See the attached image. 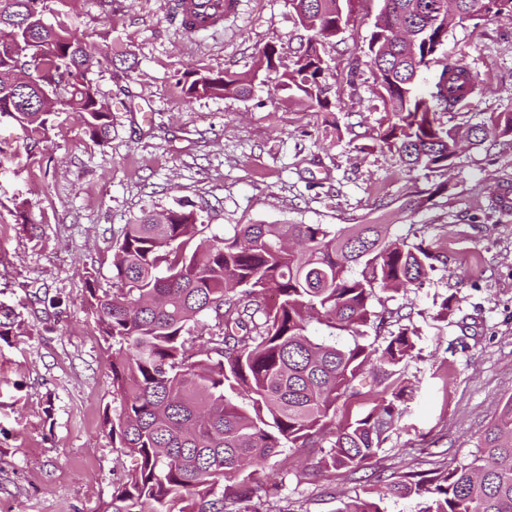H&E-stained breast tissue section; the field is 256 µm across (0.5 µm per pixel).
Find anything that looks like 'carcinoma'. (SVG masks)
Segmentation results:
<instances>
[{"label": "carcinoma", "mask_w": 512, "mask_h": 512, "mask_svg": "<svg viewBox=\"0 0 512 512\" xmlns=\"http://www.w3.org/2000/svg\"><path fill=\"white\" fill-rule=\"evenodd\" d=\"M40 2L0 0V116L37 140L65 106L103 145L112 112L88 77L95 57L74 30L45 22ZM290 2L320 40L337 37L342 0ZM382 2L388 20L403 17L420 32L437 0ZM455 3L460 23L478 13L512 16V0ZM446 35L436 29L412 56L393 42L379 55L374 33L368 46L392 115L380 141L430 173L448 169L461 142L486 141L481 124L461 131L436 118L481 92L468 64L445 63L425 95L412 82L415 66L429 63ZM262 70L275 73L286 97L330 107L311 42L282 73L263 52L255 66ZM186 77L190 98L246 97L255 79L230 71ZM490 124L511 146L512 113ZM207 228L183 207L160 217L144 212L112 245V287L86 276V304L112 346L115 406L106 422L115 447L134 459L102 512H260L285 486L266 474L283 449H322L314 476L356 472L372 464L401 415L404 364L418 333L394 311L374 310L373 301L379 291L420 287L436 263H446L443 252L393 237L387 224H237L210 236ZM314 322L326 333L312 334ZM19 328L15 309L0 303V339ZM369 382L379 387L367 391L372 406L349 415L350 400ZM388 497L417 498L420 512H512V396L471 460L432 479L394 474L336 512H384Z\"/></svg>", "instance_id": "1"}]
</instances>
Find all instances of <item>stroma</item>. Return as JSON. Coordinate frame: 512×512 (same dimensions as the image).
Masks as SVG:
<instances>
[{
	"mask_svg": "<svg viewBox=\"0 0 512 512\" xmlns=\"http://www.w3.org/2000/svg\"><path fill=\"white\" fill-rule=\"evenodd\" d=\"M45 18L71 24L102 53L131 55L90 78L111 106L99 146L64 112L39 144L0 117V302L21 329L0 340V512H102L130 466L103 423L112 408V350L88 311L87 273L112 283V238L142 213L185 207L215 233L237 224H386L437 245L448 260L422 287L386 300L420 335L405 365L411 391L371 469L304 477L320 449H284L290 512H336L377 477L429 473L472 457L512 395V214L492 210L512 181V147L462 148L450 169L408 170L379 140L391 115L366 56L382 0H346L349 23L324 45L329 111L286 99L258 75L251 97H187L191 71L252 72L268 45L291 68L305 31L288 0H237L223 24L196 37L167 18L168 0H45ZM441 61L470 64L484 85L460 129L512 113V18L454 25ZM444 184L429 195L432 185ZM422 199L414 207V199ZM27 219H20V212ZM37 231H30V224ZM456 294L457 310L440 318Z\"/></svg>",
	"mask_w": 512,
	"mask_h": 512,
	"instance_id": "obj_1",
	"label": "stroma"
}]
</instances>
